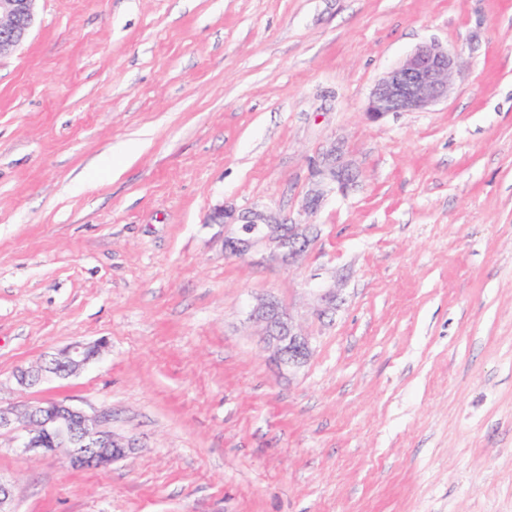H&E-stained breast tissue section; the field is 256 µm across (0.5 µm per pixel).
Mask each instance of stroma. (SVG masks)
<instances>
[{"instance_id":"1","label":"stroma","mask_w":512,"mask_h":512,"mask_svg":"<svg viewBox=\"0 0 512 512\" xmlns=\"http://www.w3.org/2000/svg\"><path fill=\"white\" fill-rule=\"evenodd\" d=\"M430 42L447 100L369 122ZM218 207L318 234L297 267L233 256ZM265 296L315 337L294 374ZM75 343L100 354L17 384ZM51 398L135 448L76 470L1 431L12 512H512V0H39L0 57V403ZM317 175L329 187L346 193L359 178V173L343 160L341 149L332 144L324 151L317 163ZM314 297V313L318 317H324L331 311H335L338 302H341L339 288H310Z\"/></svg>"}]
</instances>
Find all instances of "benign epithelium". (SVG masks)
<instances>
[{
    "mask_svg": "<svg viewBox=\"0 0 512 512\" xmlns=\"http://www.w3.org/2000/svg\"><path fill=\"white\" fill-rule=\"evenodd\" d=\"M36 2L0 0V56L16 50L27 39L35 22ZM457 65L455 52L436 43L418 46L375 84L366 107L367 118L377 122L392 113L426 110L447 99ZM317 175L342 194L359 178L358 171L343 160L340 147L334 144L318 160ZM312 234L311 224H287L272 212L252 211L243 216L241 232L224 238V247L235 255H246L268 243L272 245V260L292 266L307 251ZM311 292L314 313L319 317L336 310L341 301L335 287L313 288ZM248 319L261 325L263 342L281 366L293 371L308 362L313 336L278 301L259 300L250 309ZM99 348L98 344L73 345L35 369H19L17 381L31 386L54 377L65 378L89 364ZM108 421L105 413L89 415L58 400L21 412L0 404V431L19 423L26 431L24 451L46 456L66 448L70 464L76 469L106 468L133 448L131 442L108 427Z\"/></svg>",
    "mask_w": 512,
    "mask_h": 512,
    "instance_id": "benign-epithelium-1",
    "label": "benign epithelium"
}]
</instances>
